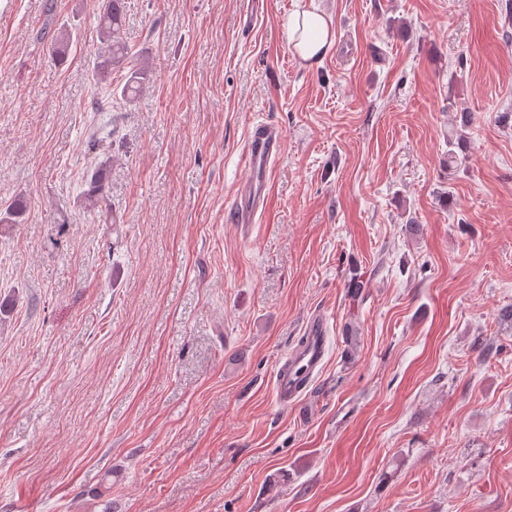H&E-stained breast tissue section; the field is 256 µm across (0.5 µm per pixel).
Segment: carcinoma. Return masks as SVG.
I'll use <instances>...</instances> for the list:
<instances>
[{
  "label": "carcinoma",
  "mask_w": 512,
  "mask_h": 512,
  "mask_svg": "<svg viewBox=\"0 0 512 512\" xmlns=\"http://www.w3.org/2000/svg\"><path fill=\"white\" fill-rule=\"evenodd\" d=\"M124 16L125 0H99L97 30L101 48L94 63L93 72L97 81L110 86L112 73L121 69L126 71L121 96L130 103L147 79L148 71L144 65L130 61L128 47L120 36ZM76 35V28L68 24L58 28L52 43V53L56 62L65 60L68 46ZM111 163L112 154L109 152L94 161L87 175V189L80 197L81 208L106 223L110 222V217L102 210V204L107 193L108 169ZM24 208L25 205L19 198L1 205L0 224L19 223Z\"/></svg>",
  "instance_id": "obj_1"
}]
</instances>
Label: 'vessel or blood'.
I'll use <instances>...</instances> for the list:
<instances>
[{
  "label": "vessel or blood",
  "instance_id": "1",
  "mask_svg": "<svg viewBox=\"0 0 512 512\" xmlns=\"http://www.w3.org/2000/svg\"><path fill=\"white\" fill-rule=\"evenodd\" d=\"M283 133L268 121L254 123L248 130L245 166L250 177L234 201L236 221L253 224L260 221L270 204V173L281 153ZM305 338L292 348L274 375V390L280 404H298L310 383L324 366L328 340L321 316L309 317L304 326Z\"/></svg>",
  "mask_w": 512,
  "mask_h": 512
}]
</instances>
